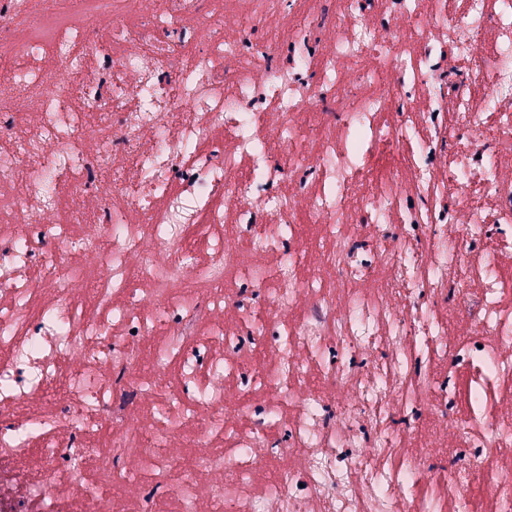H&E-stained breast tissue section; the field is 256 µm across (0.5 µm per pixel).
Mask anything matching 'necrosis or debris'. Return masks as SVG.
Wrapping results in <instances>:
<instances>
[{
  "mask_svg": "<svg viewBox=\"0 0 512 512\" xmlns=\"http://www.w3.org/2000/svg\"><path fill=\"white\" fill-rule=\"evenodd\" d=\"M0 138V512H512V0H0Z\"/></svg>",
  "mask_w": 512,
  "mask_h": 512,
  "instance_id": "4bbe7bcc",
  "label": "necrosis or debris"
}]
</instances>
